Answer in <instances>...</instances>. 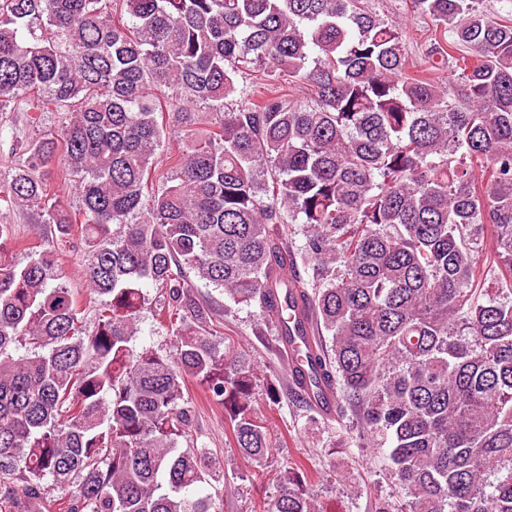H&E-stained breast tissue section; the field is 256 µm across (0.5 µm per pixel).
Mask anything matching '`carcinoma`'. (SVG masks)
I'll use <instances>...</instances> for the list:
<instances>
[{
  "label": "carcinoma",
  "mask_w": 512,
  "mask_h": 512,
  "mask_svg": "<svg viewBox=\"0 0 512 512\" xmlns=\"http://www.w3.org/2000/svg\"><path fill=\"white\" fill-rule=\"evenodd\" d=\"M412 3L417 64L366 0H0V112L34 132L0 210L50 228L19 260L0 224V512H223L224 468L180 447L190 382L265 465L279 377L221 348L199 282L279 341L314 312L334 447L387 452L371 512H512V19ZM149 288L172 352L131 345ZM276 480L266 512H324L303 464Z\"/></svg>",
  "instance_id": "cac0c4a2"
}]
</instances>
